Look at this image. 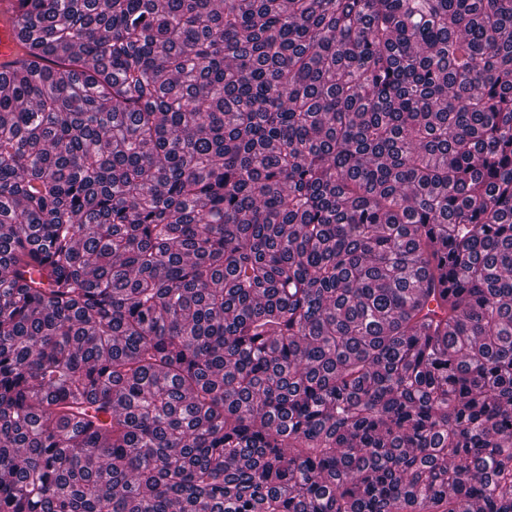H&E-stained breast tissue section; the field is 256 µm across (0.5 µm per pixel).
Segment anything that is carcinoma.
Segmentation results:
<instances>
[{
	"label": "carcinoma",
	"instance_id": "1",
	"mask_svg": "<svg viewBox=\"0 0 512 512\" xmlns=\"http://www.w3.org/2000/svg\"><path fill=\"white\" fill-rule=\"evenodd\" d=\"M0 512H512V0H16Z\"/></svg>",
	"mask_w": 512,
	"mask_h": 512
}]
</instances>
